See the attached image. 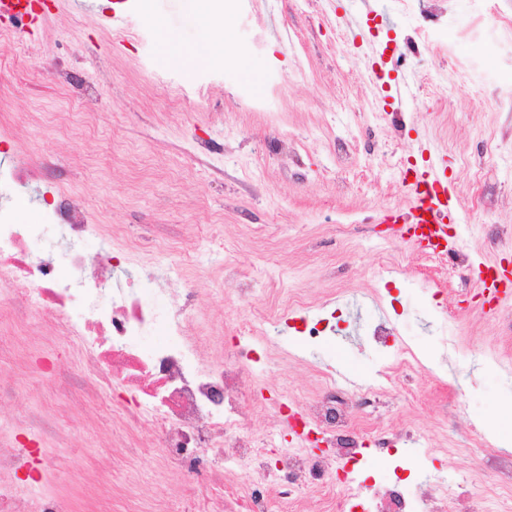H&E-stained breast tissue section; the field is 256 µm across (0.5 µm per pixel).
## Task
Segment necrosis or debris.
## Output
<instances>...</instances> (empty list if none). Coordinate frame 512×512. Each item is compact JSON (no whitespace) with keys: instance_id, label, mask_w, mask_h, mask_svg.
<instances>
[{"instance_id":"necrosis-or-debris-1","label":"necrosis or debris","mask_w":512,"mask_h":512,"mask_svg":"<svg viewBox=\"0 0 512 512\" xmlns=\"http://www.w3.org/2000/svg\"><path fill=\"white\" fill-rule=\"evenodd\" d=\"M35 167L26 155L0 165V324L21 333L28 311L40 310L52 338L64 340L79 360L36 356L32 378L0 377V402L37 380L52 394L107 406L117 419L146 420L159 482L175 470L192 490L185 512H272L277 502L287 512H308L298 497L303 488L317 493L318 512H512V484L476 499L433 486L415 497L405 486L372 481L354 497L330 498L329 490L345 480L335 459H356V410L372 406L375 392L353 399L322 379L318 398L290 416L301 446L267 450L248 431L253 412L245 404L255 385L256 348L240 342L231 356L211 358L213 337L188 328L196 312L194 284H185L162 312L149 300L154 277L115 283L114 269L132 261L139 243L116 225L111 234L121 246L87 256L82 243L101 227L86 201L61 192L63 173L50 161L37 166L46 188L34 203L39 221L19 223L13 201L28 192ZM45 224L61 230L66 267L31 249ZM159 331L166 342L141 345ZM53 426L50 415L34 411L0 419V512H76L73 499L52 484L74 462L72 448L51 446ZM231 465L246 470V492L225 484Z\"/></svg>"}]
</instances>
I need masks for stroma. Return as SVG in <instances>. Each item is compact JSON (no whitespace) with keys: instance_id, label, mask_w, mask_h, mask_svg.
<instances>
[{"instance_id":"35a3bbf8","label":"stroma","mask_w":512,"mask_h":512,"mask_svg":"<svg viewBox=\"0 0 512 512\" xmlns=\"http://www.w3.org/2000/svg\"><path fill=\"white\" fill-rule=\"evenodd\" d=\"M495 4L499 23L455 59L405 50L399 71L413 75L415 96L398 113L374 105L345 18L361 33L376 31L381 45L448 14L454 29L467 28L481 0H246L230 18L213 0L194 8L137 0L117 26L107 22L115 0H97L92 12L65 2L40 36L23 19L0 32L9 102L0 132L66 170V190L86 197L97 223L128 227L147 246L198 230L199 260L182 274L200 290L195 325L223 329L225 353L270 292L310 299L288 321L258 326L249 400L270 413L285 398L315 400L336 367L358 388H377L360 425L407 441L371 449L355 481L338 485L340 496L370 473L385 483L431 478L475 498L512 481V447L489 458L472 441L489 425L512 438V297L492 313L469 284L479 263L512 260V161L494 149L512 140V93L492 79L512 68V0ZM203 19L223 27L225 49L256 65L253 79L220 54L196 70L161 65L160 28L190 44ZM469 59L482 73L463 92L458 65ZM89 85L104 104L91 115L78 104ZM255 95L270 98L268 111L243 108ZM422 138L460 193L455 262L422 255L383 222L406 205L399 161L416 156ZM238 288L248 297L235 296ZM331 315L342 330L323 341L294 328ZM379 321L395 333L385 345L370 336ZM43 403L58 410L56 431L78 450L56 483L76 494V512L107 490L158 494L179 508L177 481L154 486L150 462L136 473L95 468L144 443V431L33 387L12 406L20 413Z\"/></svg>"}]
</instances>
